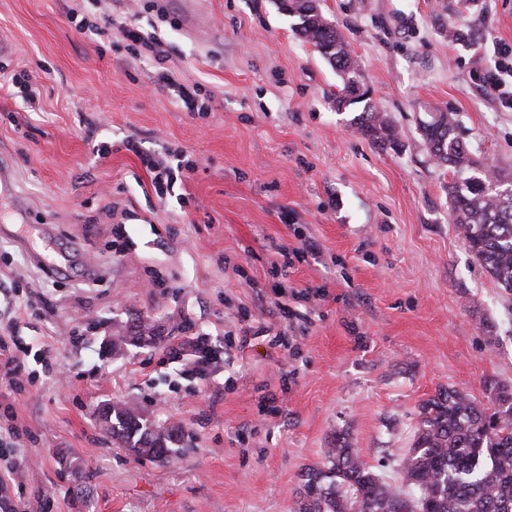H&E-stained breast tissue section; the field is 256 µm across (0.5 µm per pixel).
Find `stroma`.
Listing matches in <instances>:
<instances>
[{
	"mask_svg": "<svg viewBox=\"0 0 512 512\" xmlns=\"http://www.w3.org/2000/svg\"><path fill=\"white\" fill-rule=\"evenodd\" d=\"M319 5L400 147L336 111L338 75L275 0H196L193 31L171 0H102L103 40L69 20L89 0H0V69L40 91L30 107L0 81V328L22 350L0 381V481L18 512H297L339 434L398 489L425 401L512 386V293L450 223L451 175L418 130L454 114L473 158L512 171V110L486 87L512 0ZM131 21L162 61L129 50ZM161 65L200 85L207 113L153 88ZM169 148L195 170L161 202L138 153ZM66 246L67 272L44 263ZM142 324L157 342L107 354ZM108 402L176 427L173 460L116 443Z\"/></svg>",
	"mask_w": 512,
	"mask_h": 512,
	"instance_id": "obj_1",
	"label": "stroma"
}]
</instances>
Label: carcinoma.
I'll use <instances>...</instances> for the list:
<instances>
[{
    "mask_svg": "<svg viewBox=\"0 0 512 512\" xmlns=\"http://www.w3.org/2000/svg\"><path fill=\"white\" fill-rule=\"evenodd\" d=\"M297 18L294 32L313 45L341 74L357 73L344 36L310 0H278ZM353 126L374 142L395 144L393 123L369 100ZM418 130L430 156L452 178L445 185L451 222L468 251L502 288L512 291V190L489 192L483 164L472 158L456 134V120L439 112ZM492 406L484 407L458 390H444L421 406V422L402 461L403 484H384L351 448L336 436L326 451L328 470L303 475L298 512H512V388L489 382ZM150 420L134 407H112V439L138 457L164 462L171 448L150 445Z\"/></svg>",
    "mask_w": 512,
    "mask_h": 512,
    "instance_id": "1",
    "label": "carcinoma"
}]
</instances>
